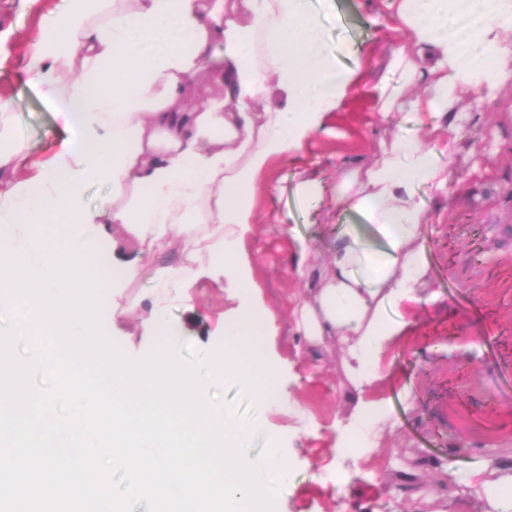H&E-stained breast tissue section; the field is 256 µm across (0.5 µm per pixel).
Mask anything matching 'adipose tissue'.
<instances>
[{"label":"adipose tissue","instance_id":"ef3b65f1","mask_svg":"<svg viewBox=\"0 0 512 512\" xmlns=\"http://www.w3.org/2000/svg\"><path fill=\"white\" fill-rule=\"evenodd\" d=\"M387 9L373 24L408 41L392 50L389 76L376 86L381 114L417 110L441 125L454 102L500 80L498 61L512 54V0H472L465 29L459 0H388ZM25 72L75 135L33 162L11 101L0 98V244L27 250L44 225L88 263L107 249L104 307L174 342L184 325L170 321L169 302L197 314L196 285L211 277L236 301L216 334L271 382L264 355L279 315L263 306L245 248L256 187L324 130L356 80L337 68L310 0H63L45 36L29 43ZM416 84L422 94L408 95ZM91 181L107 195L90 200ZM429 183L448 187L437 154L422 140L394 138L364 173L344 172L335 188L337 205L364 215L384 248L352 232L322 266L304 244L294 259L297 278L319 282L301 304L298 334L344 354L355 391L345 442L352 449L383 412L364 393L407 328L384 310L418 300V239L429 215L415 187ZM172 250L177 260L155 269L154 291L132 292L146 263Z\"/></svg>","mask_w":512,"mask_h":512}]
</instances>
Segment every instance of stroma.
I'll return each mask as SVG.
<instances>
[{"label":"stroma","mask_w":512,"mask_h":512,"mask_svg":"<svg viewBox=\"0 0 512 512\" xmlns=\"http://www.w3.org/2000/svg\"><path fill=\"white\" fill-rule=\"evenodd\" d=\"M59 5L0 0V97L12 100L15 130L36 162L70 136L54 102L25 73L26 45ZM311 7L337 66L356 72L358 85L327 132L276 162L257 189L259 222L247 249L262 301L283 314L269 346L283 397L260 405L244 400L233 383L213 388L253 427L248 457H263L274 443L288 458L289 487L275 512H491L485 486L512 471V56L493 92L456 102L460 131L430 133L418 113L377 110L374 88L403 41L370 22L385 12L384 0H313ZM397 135L424 136L440 150L449 183L443 192L429 184L415 188L430 212L421 236L425 276L418 302L398 310L408 327L382 360L383 380L368 392L386 407L377 447L354 468L333 453V425L352 408L343 355L297 335L292 312L305 285L288 257L300 238L324 262L349 226L380 246L366 218L337 208L333 195L340 165L364 171ZM303 175L321 181V197L298 190ZM202 302L181 339L183 354L194 357L223 346V337L210 334L209 319L230 306L215 290ZM293 406L303 418L287 416Z\"/></svg>","instance_id":"stroma-1"}]
</instances>
